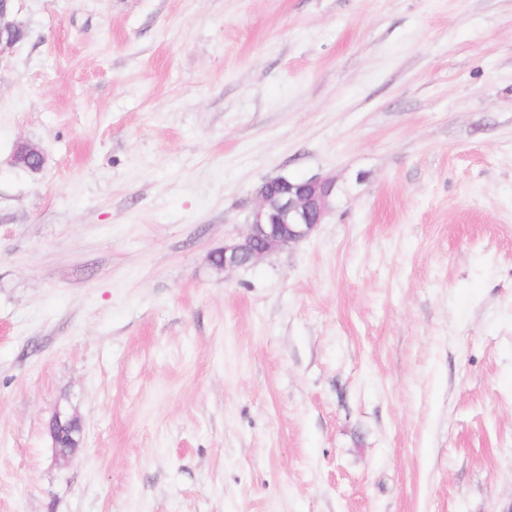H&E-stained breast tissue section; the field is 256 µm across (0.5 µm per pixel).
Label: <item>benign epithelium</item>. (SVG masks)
<instances>
[{"instance_id":"7a95c632","label":"benign epithelium","mask_w":512,"mask_h":512,"mask_svg":"<svg viewBox=\"0 0 512 512\" xmlns=\"http://www.w3.org/2000/svg\"><path fill=\"white\" fill-rule=\"evenodd\" d=\"M22 29L16 17L15 0H0V64L21 41ZM13 159L30 170H38L43 164L41 149L30 142L19 143ZM337 191L336 179L328 175L311 176L300 182L281 176L261 184L247 229L224 239V248L211 254L213 265L228 272L253 265L307 239L324 222Z\"/></svg>"}]
</instances>
